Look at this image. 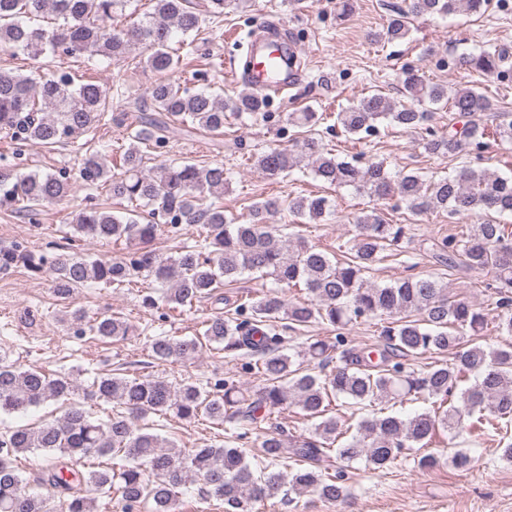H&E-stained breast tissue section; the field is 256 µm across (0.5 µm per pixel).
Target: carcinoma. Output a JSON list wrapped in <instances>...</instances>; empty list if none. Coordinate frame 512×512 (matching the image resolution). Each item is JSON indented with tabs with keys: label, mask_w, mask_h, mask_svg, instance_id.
I'll list each match as a JSON object with an SVG mask.
<instances>
[{
	"label": "carcinoma",
	"mask_w": 512,
	"mask_h": 512,
	"mask_svg": "<svg viewBox=\"0 0 512 512\" xmlns=\"http://www.w3.org/2000/svg\"><path fill=\"white\" fill-rule=\"evenodd\" d=\"M154 2L147 21L116 28L110 21L125 0H0L1 48L37 60L58 48L75 56L120 58L142 45L149 51L146 65L161 76L148 91L152 112L139 116L133 143L119 157L120 173L113 174L97 152L85 154L79 169L84 186L106 185L112 199L150 211L142 223L132 211L118 216L96 204L86 206L72 221L75 232L98 242L123 238L133 251L110 262L77 252L49 258L14 242L0 245V273L19 266L45 269L54 296L64 304L90 282L130 288L145 275L171 283L167 304L188 306L212 297L217 288L245 272L270 277L280 288L304 290L310 300L294 303L279 291L267 292L235 305L228 316L211 317L200 338L152 339L150 350L160 362L191 360L207 343L224 345L226 354L251 351L256 360L248 369L266 380L253 392L230 378L217 379L204 390L191 382L175 386L158 376L121 378L110 373L98 374L84 389L66 373L50 375L9 363L0 354V413L24 411L49 399L68 405L57 420L0 433V512H98V495L113 491L119 495L122 512H134L145 500L154 503V512H180V490L190 479L203 486L207 497L224 503V512H251L254 503L283 487L295 494L311 489L321 499L337 503L347 496L348 488L343 467L332 471L322 467L332 453L342 462L363 459L383 469L416 449L423 451L418 466L435 468L442 456L428 448L440 432L456 438L486 425L498 431L501 422H511L512 350L472 340L490 324L498 333L512 335V231L507 225L487 220L471 226L465 236L450 234L435 243L438 260L448 268L492 275L487 287L496 289L500 298L495 312L489 313L469 300L449 299L447 285L431 275H410L384 285L367 279L365 274L380 254L405 237L404 225L388 223L375 208L357 218L352 255L338 262L294 233L280 237L272 231L268 217L282 208L277 197L250 205L243 223L227 217L223 207L205 204L206 193L224 189L227 178L222 165L171 159L144 173L139 144L152 145L160 156L166 154L171 123H189L199 131L219 134L229 117H256L268 106L267 98L255 93L244 91L224 99L169 79L179 63L171 51L173 39L198 31L203 15H222L243 0H202L200 9L192 0ZM489 7L490 0H411L409 8L392 10L380 37L390 42L407 37L412 15H481ZM46 15L63 23L46 30L24 22ZM505 56L502 49H483L459 63L494 75L500 73ZM401 85L410 104L397 106L374 92L338 112L337 123L347 134L367 137L382 122L410 132L423 129L427 153L442 157L464 153L478 162L488 146L487 137L512 142V121L489 132L475 119L493 109L483 93L471 87L450 91L408 67L402 71ZM426 103L447 106L465 122L448 132L430 129L429 113L419 110ZM289 120L308 129V134L289 149L271 148L256 157V168L271 180L290 175L305 158L315 179L379 199L396 196L413 213L442 210L450 216L470 217L512 212V177L468 163L427 181L416 172L392 173L381 161L340 160L312 137L318 113L295 112ZM111 121L109 91L92 78L76 84L66 73L45 78L0 70V133L18 152L25 145L51 146L75 139ZM72 188L73 178L66 169L17 175L4 167L0 210H22L31 216L39 207L67 197ZM330 210L331 200L322 195L288 200V212L297 220L317 222ZM195 224L207 230L204 243L184 245L171 255L150 247L161 227L176 234ZM378 318L386 320L380 348L347 346L342 329ZM284 320L303 327L321 320L338 329L334 338L316 340L304 349L320 369H330L324 377L302 372L285 353L281 329L288 324L280 325ZM90 331L108 341L134 335L132 325L106 314L93 320ZM337 351L340 357L333 367ZM448 351L453 352L449 364L417 371L407 363L417 355ZM409 397L429 401L432 408L408 418L383 407L362 414L376 403L395 404ZM87 400L113 404L112 416L93 418L85 408ZM339 400L351 410L347 420L328 415L329 406ZM292 405L314 421L313 435L294 439L280 429L266 434L261 456L269 465L259 472L242 448L227 443L182 450L139 425L151 414L189 422L204 414L217 425H239L241 432L233 436L237 441L255 429L260 413ZM350 420L356 421V432L346 439L344 426ZM34 451L49 458L42 483L57 493L56 505L26 489L19 474V456ZM119 454L127 461L119 471L93 463Z\"/></svg>",
	"instance_id": "obj_1"
}]
</instances>
